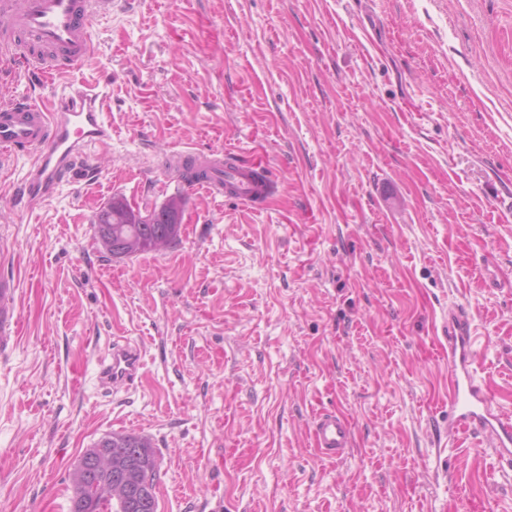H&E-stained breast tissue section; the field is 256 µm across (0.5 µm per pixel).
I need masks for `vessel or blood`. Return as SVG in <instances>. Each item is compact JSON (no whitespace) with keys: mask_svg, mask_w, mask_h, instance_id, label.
<instances>
[{"mask_svg":"<svg viewBox=\"0 0 512 512\" xmlns=\"http://www.w3.org/2000/svg\"><path fill=\"white\" fill-rule=\"evenodd\" d=\"M113 7V0H0V55L21 57L28 70L48 79L80 71L91 53L94 20ZM111 140L103 96L89 80L54 89L45 104L25 94L0 100V165L21 155L33 158L18 182L27 205L44 200L73 175L93 172L92 148ZM189 162L207 168V177L191 180L190 186L211 198H232L258 209L272 193L274 181L265 159L230 162L221 150L198 154L189 149L167 157L171 166ZM16 290L13 280L0 278L2 329L15 320ZM445 329L438 354L448 361V429L475 437L498 464L511 468L512 414L494 405L478 379L479 341L471 314L450 307ZM143 367L141 346L116 339L106 351L99 381L105 390H125L141 377ZM309 437L319 456L339 459L350 446L351 426L344 415L323 410L314 415Z\"/></svg>","mask_w":512,"mask_h":512,"instance_id":"vessel-or-blood-1","label":"vessel or blood"}]
</instances>
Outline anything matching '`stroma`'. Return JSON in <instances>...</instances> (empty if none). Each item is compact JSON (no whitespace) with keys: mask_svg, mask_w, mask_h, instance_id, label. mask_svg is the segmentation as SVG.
Returning <instances> with one entry per match:
<instances>
[{"mask_svg":"<svg viewBox=\"0 0 512 512\" xmlns=\"http://www.w3.org/2000/svg\"><path fill=\"white\" fill-rule=\"evenodd\" d=\"M112 143L34 208L0 169V512H69L84 452L148 438L157 512H512V471L449 436V305L512 412V0H121L95 21ZM52 86L0 62V97ZM266 158L262 210L165 153ZM184 202L178 241L106 254L94 214ZM138 342L110 395L97 360ZM351 424L339 460L308 429ZM16 283L9 278H0V328L5 330L15 322L17 297ZM144 356L141 346L128 339H112L99 371V381L112 393L126 390L141 377ZM309 437L319 456L331 460L339 459L350 447L351 426L344 415L323 410L314 415Z\"/></svg>","mask_w":512,"mask_h":512,"instance_id":"obj_1","label":"stroma"}]
</instances>
